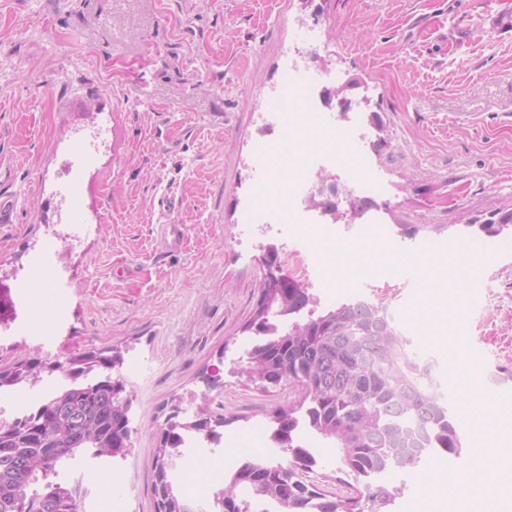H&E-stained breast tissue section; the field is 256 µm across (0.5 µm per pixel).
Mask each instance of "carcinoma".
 <instances>
[{"mask_svg":"<svg viewBox=\"0 0 512 512\" xmlns=\"http://www.w3.org/2000/svg\"><path fill=\"white\" fill-rule=\"evenodd\" d=\"M511 225L512 211L479 229L495 237ZM260 294L277 314L253 310L248 324L255 341L241 366L244 378L263 390L298 387L301 400L272 415V437L288 464H238L214 495L219 512H255L260 502L276 512H391L396 494L381 472L393 461L404 468L422 461L406 447L407 425L429 433L432 453L462 452L456 418L422 370L424 356L382 309L350 301L319 313L308 289L288 278L281 289L261 284ZM123 361L122 349L108 346L77 349L63 362L36 356L0 368V394L51 384L22 416L0 419V512H15L21 501L27 512H82L86 493L70 472L126 458L132 400L112 376ZM174 422L155 448L152 490L164 512H195L168 463L181 457L186 435L213 433L225 419L201 408ZM302 430L339 448L341 462L365 483L367 499L309 488L304 476L317 459L299 438Z\"/></svg>","mask_w":512,"mask_h":512,"instance_id":"1","label":"carcinoma"}]
</instances>
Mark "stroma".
<instances>
[{"label":"stroma","mask_w":512,"mask_h":512,"mask_svg":"<svg viewBox=\"0 0 512 512\" xmlns=\"http://www.w3.org/2000/svg\"><path fill=\"white\" fill-rule=\"evenodd\" d=\"M512 0H0V192L16 199L0 225V367L25 355L53 361L72 350L128 346L119 370L134 404L125 459L98 478L86 512H157L154 449L173 398L192 412L202 372L227 423L224 445L198 478L188 448L174 471L185 495L209 498L237 441L271 432L272 412L296 398L264 391L236 368L252 345L241 327L259 296L266 245L285 275L320 308L359 297L391 311L398 329L433 359L438 349L404 318L416 286L399 272L360 275L331 288L318 243L295 225L247 224L243 209L273 179L254 163L260 123L283 84L282 55L318 36L317 68L353 79L368 118V162L348 173L384 183L383 244L424 253L455 241L487 243L464 312L460 341L493 402L512 396V232L485 237L479 222L512 210V36L491 18ZM105 129L111 140L86 166L76 191L91 235L58 224L74 137ZM182 232L169 246L167 225ZM419 226L416 236L400 234ZM428 224L445 225L440 234ZM61 238L65 287L40 301L14 276L30 253ZM308 480L347 493L354 478L323 447Z\"/></svg>","instance_id":"35a3bbf8"}]
</instances>
